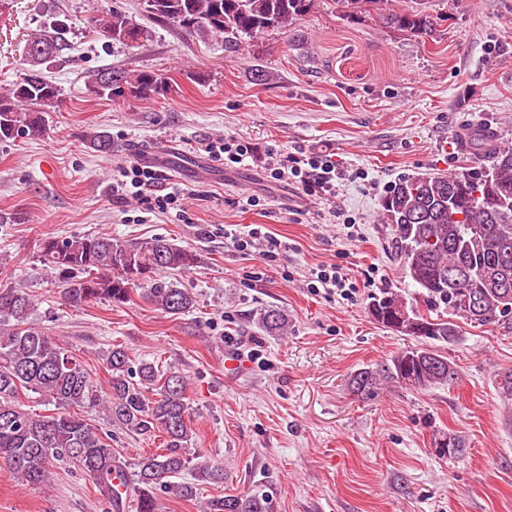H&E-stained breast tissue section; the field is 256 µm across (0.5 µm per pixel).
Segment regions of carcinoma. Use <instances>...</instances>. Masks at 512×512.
<instances>
[{
  "label": "carcinoma",
  "instance_id": "1",
  "mask_svg": "<svg viewBox=\"0 0 512 512\" xmlns=\"http://www.w3.org/2000/svg\"><path fill=\"white\" fill-rule=\"evenodd\" d=\"M391 0H336L344 17L357 21L376 14L387 28L413 35L430 34L435 19L423 10L397 11ZM314 0H143L144 12L156 23H172L200 37L224 36L239 46L269 30L284 29L312 11ZM68 23L58 19L53 31L26 40L23 77L0 96V141L35 139L45 124L40 107H52L59 89L29 58V48L42 47L56 57L67 43ZM95 28L118 43L133 46L150 36L120 7L102 13ZM91 93L110 100L121 97L151 99L171 91L172 80L163 74L106 68L88 84ZM464 154L473 165L450 173H421L395 181L382 202L388 223L401 244L403 272L420 288L430 310L448 316L408 310L410 335L448 341L456 335L454 318L479 326L512 329V148L488 145L481 131L466 133ZM99 152L112 151L108 131L87 134ZM40 261L64 288L72 307L103 300L119 306L139 296L157 309L184 314L195 307L194 293L168 282L169 271L188 270L197 264L192 251L163 238L119 240L107 234L48 238L42 242ZM394 294L372 298L369 312L385 327L396 329ZM36 304L24 288L0 289V461L29 487L47 481L55 463L73 462L92 479L99 495L114 512H162L160 494L192 501L203 484L224 483V465L190 455L188 442L187 381L178 371L161 370L155 363H133L127 351L112 347L107 357L111 375L103 390L89 379L78 359L59 339L32 320ZM259 328L270 336L282 333L288 315L267 307L257 317ZM458 372L448 358L427 348L406 349L389 361L355 371L351 392L360 399L378 394L385 383L425 390L450 386ZM32 392L55 407L49 415L29 413L18 397ZM153 396H148V392ZM101 407L120 428L142 437L165 435V452L143 455L129 464L104 437L89 425L77 408ZM438 455L459 458L465 442L444 434L434 440ZM193 480L181 479L185 471ZM124 479V496L112 488V475ZM204 512H271L264 494L212 497Z\"/></svg>",
  "mask_w": 512,
  "mask_h": 512
}]
</instances>
